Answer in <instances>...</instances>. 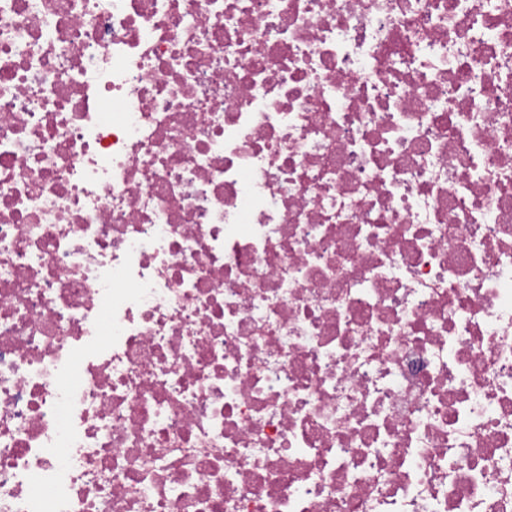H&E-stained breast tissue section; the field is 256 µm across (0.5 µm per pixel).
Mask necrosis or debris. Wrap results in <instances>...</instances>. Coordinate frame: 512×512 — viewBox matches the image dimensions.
<instances>
[{"mask_svg":"<svg viewBox=\"0 0 512 512\" xmlns=\"http://www.w3.org/2000/svg\"><path fill=\"white\" fill-rule=\"evenodd\" d=\"M0 512H512V0H0Z\"/></svg>","mask_w":512,"mask_h":512,"instance_id":"4bbe7bcc","label":"necrosis or debris"}]
</instances>
